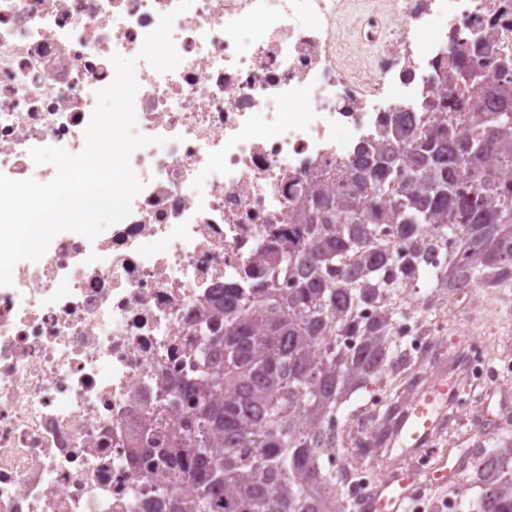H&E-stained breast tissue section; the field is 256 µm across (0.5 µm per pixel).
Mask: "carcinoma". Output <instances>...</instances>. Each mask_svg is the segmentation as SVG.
Listing matches in <instances>:
<instances>
[{
	"instance_id": "obj_1",
	"label": "carcinoma",
	"mask_w": 512,
	"mask_h": 512,
	"mask_svg": "<svg viewBox=\"0 0 512 512\" xmlns=\"http://www.w3.org/2000/svg\"><path fill=\"white\" fill-rule=\"evenodd\" d=\"M499 106L474 113L469 135L423 106L417 135L394 124L370 139L334 194L314 183L289 221L301 232L265 251L261 279L232 289L224 327L193 350L199 377L188 415L162 430L166 461L183 469L186 491L168 499L155 476L156 512H365L342 492L347 470L327 469L347 422L342 400L401 367L388 315L360 310L412 277L450 289L512 282V201L498 197V170L512 164V83ZM387 225L405 249L379 238ZM453 226L458 251L441 274L425 268L420 242ZM224 452L213 453L218 443ZM481 512H512V441L479 458Z\"/></svg>"
}]
</instances>
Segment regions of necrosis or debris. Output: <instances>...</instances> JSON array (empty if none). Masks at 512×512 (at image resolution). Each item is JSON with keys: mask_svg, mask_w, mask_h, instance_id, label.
Returning a JSON list of instances; mask_svg holds the SVG:
<instances>
[{"mask_svg": "<svg viewBox=\"0 0 512 512\" xmlns=\"http://www.w3.org/2000/svg\"><path fill=\"white\" fill-rule=\"evenodd\" d=\"M176 5L0 0V173L46 183L30 148H84L116 53L138 60L135 131L152 139L130 158L143 188L127 219L92 240L58 234L0 287V512H150L152 416L184 418L166 402L196 377L186 344L211 335L214 299L260 279L309 184L335 192L392 120L417 128L431 101L470 133L512 54V0H195L173 23L181 62L160 73L138 54ZM462 71L481 84L447 92ZM397 292L440 311L392 324L427 362L460 294L423 279ZM466 344L467 385L512 378L486 339Z\"/></svg>", "mask_w": 512, "mask_h": 512, "instance_id": "4bbe7bcc", "label": "necrosis or debris"}]
</instances>
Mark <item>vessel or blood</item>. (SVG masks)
Here are the masks:
<instances>
[{
	"mask_svg": "<svg viewBox=\"0 0 512 512\" xmlns=\"http://www.w3.org/2000/svg\"><path fill=\"white\" fill-rule=\"evenodd\" d=\"M448 402V381L441 367L424 375L421 394L414 406L397 419L395 438L409 452L422 451L436 457L434 467L422 470L407 456L384 465L383 475L370 495L373 512H407V503L418 486L443 485L448 481V458L437 447V435L443 428L444 409Z\"/></svg>",
	"mask_w": 512,
	"mask_h": 512,
	"instance_id": "b4317fda",
	"label": "vessel or blood"
}]
</instances>
